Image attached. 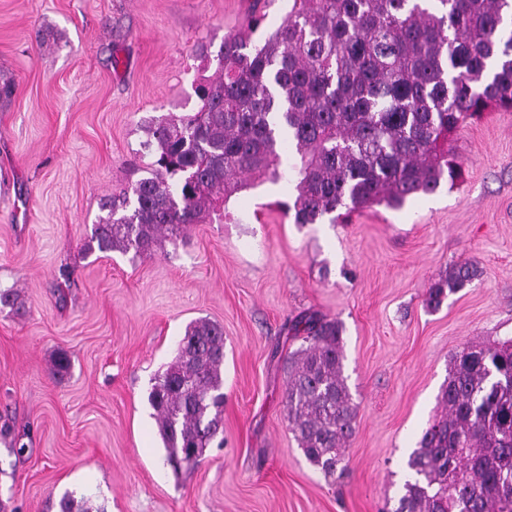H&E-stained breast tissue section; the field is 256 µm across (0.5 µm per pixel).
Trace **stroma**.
I'll return each mask as SVG.
<instances>
[{
    "mask_svg": "<svg viewBox=\"0 0 512 512\" xmlns=\"http://www.w3.org/2000/svg\"><path fill=\"white\" fill-rule=\"evenodd\" d=\"M253 2L0 0V289L19 292L0 310V512H59L68 493L92 512L393 510L453 354L512 337L508 111L450 138L460 184L398 210L300 226L280 180L152 256L88 250L103 200L143 175L145 119L198 111ZM464 262L480 277L427 310ZM303 311L341 325L357 406L330 479L288 426L285 326ZM199 318L224 329V444L175 471L148 395Z\"/></svg>",
    "mask_w": 512,
    "mask_h": 512,
    "instance_id": "obj_1",
    "label": "stroma"
}]
</instances>
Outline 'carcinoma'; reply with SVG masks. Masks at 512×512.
Masks as SVG:
<instances>
[{"instance_id":"1","label":"carcinoma","mask_w":512,"mask_h":512,"mask_svg":"<svg viewBox=\"0 0 512 512\" xmlns=\"http://www.w3.org/2000/svg\"><path fill=\"white\" fill-rule=\"evenodd\" d=\"M224 37L219 73L197 87L200 109L152 118L154 157L132 196L108 199L91 241L102 252L152 254L191 224L224 222L238 192L294 182L279 208L299 225L334 224L373 206L402 208L456 186L448 139L468 119L512 110V0H291L260 44ZM297 158L283 165L284 146ZM478 277L457 265L431 283L436 310ZM288 423L307 461L332 477L352 436L341 326L318 312L290 322ZM224 329L200 318L154 378L149 401L166 462L199 463L224 433ZM443 413L423 432L395 512H512V338L452 356Z\"/></svg>"}]
</instances>
